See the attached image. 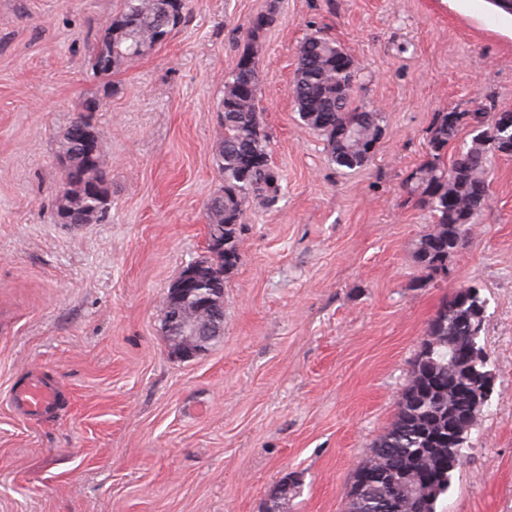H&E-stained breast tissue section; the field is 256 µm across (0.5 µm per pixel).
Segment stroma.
<instances>
[{
	"label": "stroma",
	"mask_w": 512,
	"mask_h": 512,
	"mask_svg": "<svg viewBox=\"0 0 512 512\" xmlns=\"http://www.w3.org/2000/svg\"><path fill=\"white\" fill-rule=\"evenodd\" d=\"M118 0H0V512H346L392 424L427 324L480 287L494 391L441 512H512V157L492 200L418 287L429 213L407 203L436 113L512 110V16L490 0H278L260 56L261 121L283 176L252 203L224 276V334L181 358L161 300L209 257L224 77L265 0H188L187 23L107 75L91 56ZM336 42L384 133L344 174L300 118L298 45ZM111 209L56 223L59 142L84 100ZM59 386L42 416L13 401Z\"/></svg>",
	"instance_id": "stroma-1"
}]
</instances>
